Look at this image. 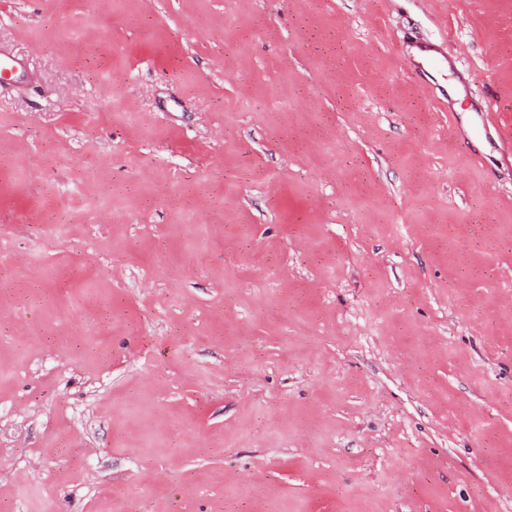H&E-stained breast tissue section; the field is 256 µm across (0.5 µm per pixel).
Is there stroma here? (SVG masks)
<instances>
[{
	"mask_svg": "<svg viewBox=\"0 0 512 512\" xmlns=\"http://www.w3.org/2000/svg\"><path fill=\"white\" fill-rule=\"evenodd\" d=\"M1 48L0 512H512V0H0ZM414 61L417 65L423 69H429L437 74L444 75L448 71V59L447 57L432 48L427 43H418L414 50ZM29 74V65L25 58L6 50H0V80L1 84L10 81H21Z\"/></svg>",
	"mask_w": 512,
	"mask_h": 512,
	"instance_id": "35a3bbf8",
	"label": "stroma"
}]
</instances>
